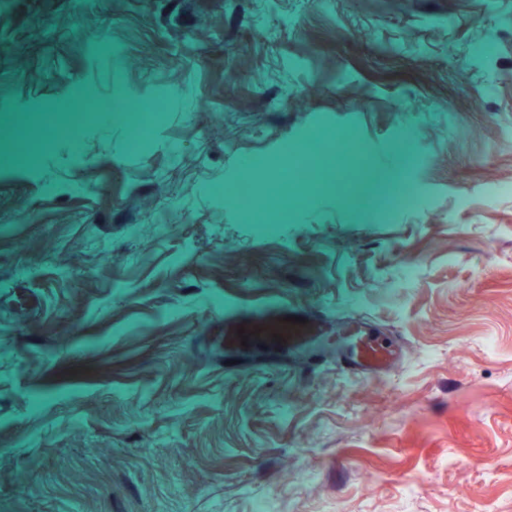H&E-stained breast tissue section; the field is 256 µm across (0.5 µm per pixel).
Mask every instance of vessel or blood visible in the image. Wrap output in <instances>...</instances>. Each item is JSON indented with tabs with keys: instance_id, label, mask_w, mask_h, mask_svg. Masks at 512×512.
I'll return each instance as SVG.
<instances>
[{
	"instance_id": "1",
	"label": "vessel or blood",
	"mask_w": 512,
	"mask_h": 512,
	"mask_svg": "<svg viewBox=\"0 0 512 512\" xmlns=\"http://www.w3.org/2000/svg\"><path fill=\"white\" fill-rule=\"evenodd\" d=\"M300 316V322L288 325L279 320L267 325L266 331L281 336L292 351L304 352L312 343L329 341L336 348L342 368L368 378L384 375L400 356L396 345L377 336L363 321L349 320L332 329L318 311L307 309Z\"/></svg>"
}]
</instances>
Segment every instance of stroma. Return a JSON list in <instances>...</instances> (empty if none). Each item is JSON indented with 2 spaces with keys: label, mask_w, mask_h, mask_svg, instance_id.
<instances>
[{
  "label": "stroma",
  "mask_w": 512,
  "mask_h": 512,
  "mask_svg": "<svg viewBox=\"0 0 512 512\" xmlns=\"http://www.w3.org/2000/svg\"><path fill=\"white\" fill-rule=\"evenodd\" d=\"M1 45L0 512H512V0H0ZM291 305L400 361L225 343Z\"/></svg>",
  "instance_id": "stroma-1"
}]
</instances>
